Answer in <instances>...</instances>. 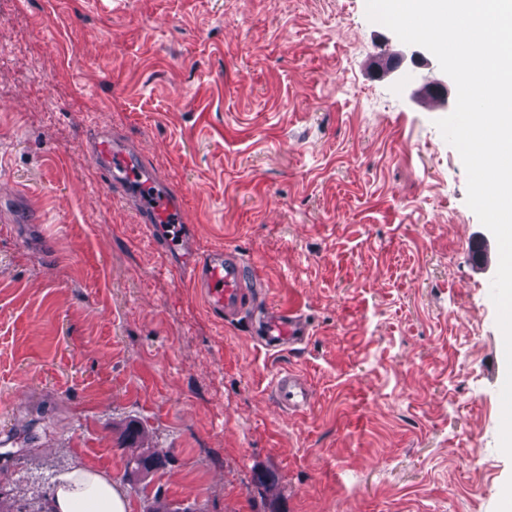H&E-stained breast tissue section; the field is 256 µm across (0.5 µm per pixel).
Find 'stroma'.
<instances>
[{"mask_svg": "<svg viewBox=\"0 0 512 512\" xmlns=\"http://www.w3.org/2000/svg\"><path fill=\"white\" fill-rule=\"evenodd\" d=\"M404 49L365 0H0V512H47L77 467L127 512H499L498 251L474 259L451 109L415 94L435 57L373 69ZM103 136L195 241H149ZM218 248L305 344L207 312L183 269ZM287 370L305 412L270 393ZM130 425L164 461L131 482ZM256 331L264 350L272 354L302 344L311 335L307 317L292 305L269 311L257 324ZM272 392L279 404L292 412H301L311 404L310 387L292 371L279 373L275 377Z\"/></svg>", "mask_w": 512, "mask_h": 512, "instance_id": "obj_1", "label": "stroma"}]
</instances>
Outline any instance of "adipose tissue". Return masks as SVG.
Returning <instances> with one entry per match:
<instances>
[{"label":"adipose tissue","instance_id":"1","mask_svg":"<svg viewBox=\"0 0 512 512\" xmlns=\"http://www.w3.org/2000/svg\"><path fill=\"white\" fill-rule=\"evenodd\" d=\"M51 512H125V498L110 477L77 468L57 487Z\"/></svg>","mask_w":512,"mask_h":512}]
</instances>
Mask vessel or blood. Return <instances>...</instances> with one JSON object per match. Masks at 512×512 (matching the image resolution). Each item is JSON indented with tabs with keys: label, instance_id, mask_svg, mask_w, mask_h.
I'll list each match as a JSON object with an SVG mask.
<instances>
[{
	"label": "vessel or blood",
	"instance_id": "1",
	"mask_svg": "<svg viewBox=\"0 0 512 512\" xmlns=\"http://www.w3.org/2000/svg\"><path fill=\"white\" fill-rule=\"evenodd\" d=\"M99 154L100 168L113 185L128 187L136 184L148 191V198L138 201V215L142 222L151 224L156 219H166L171 238H178L183 214L177 194L167 189H153L148 171L112 144H102ZM245 269L241 259L220 251L212 252L208 261L196 269L210 308L224 314L225 318L235 319L247 307L249 291ZM256 330L262 347L272 354L304 343L311 334L306 316L292 305L269 311L257 324ZM272 392L279 404L292 412L303 411L311 404L309 386L291 371L275 377Z\"/></svg>",
	"mask_w": 512,
	"mask_h": 512
}]
</instances>
